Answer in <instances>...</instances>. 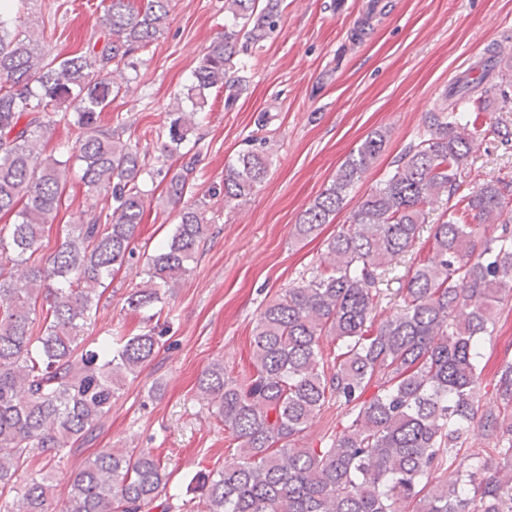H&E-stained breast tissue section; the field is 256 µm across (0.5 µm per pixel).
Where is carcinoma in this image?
I'll use <instances>...</instances> for the list:
<instances>
[{
  "label": "carcinoma",
  "instance_id": "1",
  "mask_svg": "<svg viewBox=\"0 0 512 512\" xmlns=\"http://www.w3.org/2000/svg\"><path fill=\"white\" fill-rule=\"evenodd\" d=\"M171 2L101 0L108 30L101 49L59 59L19 30L22 0H0V215L15 217L0 228V255L25 267L18 280L0 272V512H153L166 484L162 459L133 448L100 450L58 493L45 471L96 438L120 387L160 350L153 327L110 333L96 349L83 345L107 280L138 262L145 179L165 182L179 221L147 261L129 307L149 312V321L161 314L158 305L211 234L208 202L189 183L194 162L173 174L155 169L138 144L100 122L121 86L95 67L136 69L134 55L158 39ZM279 6L224 0L231 25L192 72L191 109L169 113L162 149L170 157H185L212 90L225 93V106L235 103L236 58L276 31ZM477 88L465 81L448 106L426 113L427 137L405 149L325 241L321 267L266 303L252 328L251 376L240 383L220 362L203 372L199 396L238 448L200 478L189 512H512V361L495 372L496 408L482 412L479 351L512 295V181L492 179L465 195L472 223L443 212L430 226V255L395 290L399 308L376 321L389 266L420 239L426 207L457 194L474 145L498 132L481 113L461 111ZM63 104L72 107L62 119L76 139L60 160L44 154L43 139ZM384 142L375 132L351 152L293 225L296 239L316 238L333 221ZM73 159L87 192L112 214L80 212L58 249L35 263ZM269 163L260 148L238 154L224 174V203L250 197ZM325 336L336 344L329 354ZM331 401L351 422L328 448L299 447ZM476 427L488 447L471 453L468 466L455 465Z\"/></svg>",
  "mask_w": 512,
  "mask_h": 512
}]
</instances>
